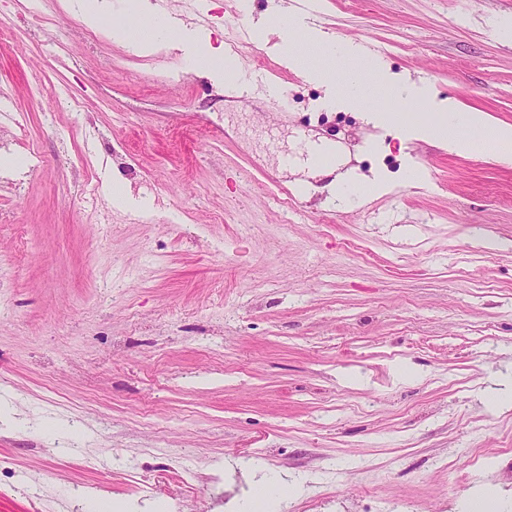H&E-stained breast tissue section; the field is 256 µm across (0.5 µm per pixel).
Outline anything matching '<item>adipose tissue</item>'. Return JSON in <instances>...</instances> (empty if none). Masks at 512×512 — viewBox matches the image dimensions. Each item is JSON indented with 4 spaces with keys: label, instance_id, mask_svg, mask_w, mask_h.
Instances as JSON below:
<instances>
[{
    "label": "adipose tissue",
    "instance_id": "adipose-tissue-1",
    "mask_svg": "<svg viewBox=\"0 0 512 512\" xmlns=\"http://www.w3.org/2000/svg\"><path fill=\"white\" fill-rule=\"evenodd\" d=\"M73 5L86 27L106 29L113 41L129 46L141 56L154 54L178 35L176 29L155 16L149 0H128L124 20L115 23L109 20V0H74ZM286 12V6H277L274 16L256 23L253 37L266 41L277 36L284 64L321 85L325 105L360 110L373 127L388 129L398 125L407 138L433 139L452 153L468 155L483 146L491 159L512 164V125L494 122L481 111L461 110L454 100L437 99L428 86L391 72L380 57L364 46L335 41L317 26L292 20L287 28H280L277 18ZM194 43L190 67L208 72L229 88L241 82L237 63L225 57L223 48L214 47L203 31H195ZM311 48L337 61V68L324 70L313 63L307 54ZM402 98L430 106L436 119L402 121L400 113L393 110L394 101Z\"/></svg>",
    "mask_w": 512,
    "mask_h": 512
}]
</instances>
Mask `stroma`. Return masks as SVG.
<instances>
[{
	"mask_svg": "<svg viewBox=\"0 0 512 512\" xmlns=\"http://www.w3.org/2000/svg\"><path fill=\"white\" fill-rule=\"evenodd\" d=\"M270 7L154 11L217 45ZM297 16L512 124V0ZM0 31V512H251L260 477L303 489L267 512H461L484 485L512 512V401L485 397L512 382V166L372 128L250 40L241 101L189 41L138 57L65 0H0ZM306 138L329 174L293 164Z\"/></svg>",
	"mask_w": 512,
	"mask_h": 512,
	"instance_id": "35a3bbf8",
	"label": "stroma"
}]
</instances>
